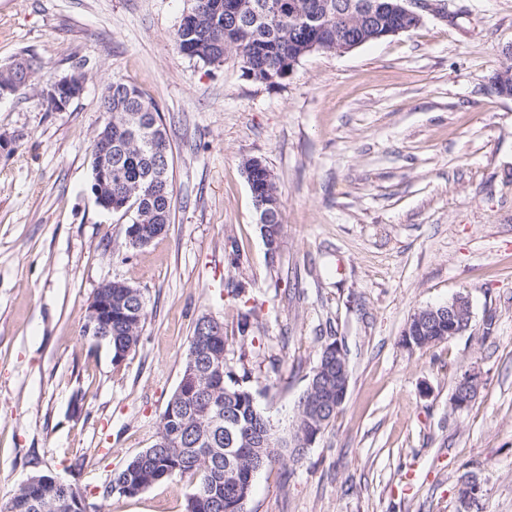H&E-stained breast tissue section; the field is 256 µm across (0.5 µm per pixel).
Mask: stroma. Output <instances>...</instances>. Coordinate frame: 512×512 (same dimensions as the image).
<instances>
[{
	"label": "stroma",
	"instance_id": "1",
	"mask_svg": "<svg viewBox=\"0 0 512 512\" xmlns=\"http://www.w3.org/2000/svg\"><path fill=\"white\" fill-rule=\"evenodd\" d=\"M408 31L314 52L278 83L228 55H180L191 0H0V64L36 54V85L83 64V93L47 112L0 101V502L32 475L76 485L102 512H185L183 476L101 493L150 448L197 320L224 323L226 362L289 433L322 349L350 381L300 461L260 470L246 512H512V97L493 81L512 47V0H436ZM158 107L172 148V220L145 247L90 190L112 78ZM275 176L283 233L268 258L244 163ZM148 315L122 362L80 337L105 281ZM462 295L469 330L424 347L414 313ZM479 373L463 409L451 397ZM327 354L336 357V387L334 396H336V413L345 401L349 384V362L343 348L338 343L328 344L325 347ZM481 492V483L475 475L460 481L459 501L461 511L468 512L478 501Z\"/></svg>",
	"mask_w": 512,
	"mask_h": 512
}]
</instances>
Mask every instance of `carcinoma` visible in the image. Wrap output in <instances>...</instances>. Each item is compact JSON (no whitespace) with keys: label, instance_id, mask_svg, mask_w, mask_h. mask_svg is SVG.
<instances>
[{"label":"carcinoma","instance_id":"cac0c4a2","mask_svg":"<svg viewBox=\"0 0 512 512\" xmlns=\"http://www.w3.org/2000/svg\"><path fill=\"white\" fill-rule=\"evenodd\" d=\"M336 0H194L186 22L179 23L174 40L180 54L207 65H218L230 52L241 59L254 81L274 84L289 75L288 60L309 45L318 51H336V36L356 35L365 42L375 38L366 23L346 9L326 10ZM235 5L234 14L224 6ZM42 62L23 53L0 66V81H9L15 95L34 87ZM102 106L112 111V127H101L111 143L112 182L101 187L112 197V209L132 195L139 200L133 218L142 225V245L149 244L171 222L173 190L170 179L171 147L159 112L134 84L114 78L105 87ZM139 123L137 138L128 136L130 122ZM164 181H157L158 168ZM254 203L270 211L272 232L282 234L281 201L275 177L267 167L256 168L245 161ZM147 316V302L138 288L112 289V325L105 336H89L112 350L118 363L132 351ZM226 337L209 329L194 328L182 374L194 372L195 382L187 390L176 388L160 419L155 443L133 457L105 488L103 496L128 495L132 488L149 487L189 474L196 478L194 491L186 499L185 512H229V504L250 496L248 472L266 468L295 451L297 434L275 435L264 448L251 447V439L267 432L269 419L256 405L251 392L228 366L224 352ZM233 439L237 450V477L227 476L224 441ZM215 449L210 456L202 448ZM63 490L36 482L20 488L8 499L3 512H68L61 508Z\"/></svg>","mask_w":512,"mask_h":512}]
</instances>
